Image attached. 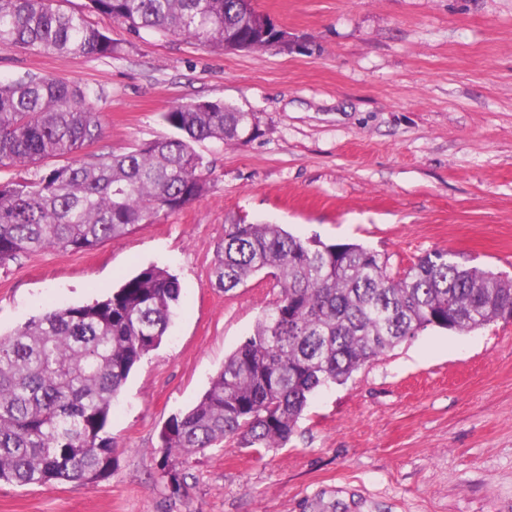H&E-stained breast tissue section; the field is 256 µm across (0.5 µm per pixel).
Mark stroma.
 Wrapping results in <instances>:
<instances>
[{"instance_id":"obj_1","label":"stroma","mask_w":512,"mask_h":512,"mask_svg":"<svg viewBox=\"0 0 512 512\" xmlns=\"http://www.w3.org/2000/svg\"><path fill=\"white\" fill-rule=\"evenodd\" d=\"M288 32L263 51L90 21L110 58L0 50V77L86 89L103 135L86 156L171 135L160 115L220 101L254 113L248 142L195 143L207 193L90 251L0 266V334L109 294L155 264L180 297L160 346L129 375L96 483H0V512H512V321L428 329L316 392L278 448L218 443L180 466L159 433L193 406L278 296L226 292L212 271L225 225L278 224L360 244L391 271L436 251L512 277V0H255Z\"/></svg>"}]
</instances>
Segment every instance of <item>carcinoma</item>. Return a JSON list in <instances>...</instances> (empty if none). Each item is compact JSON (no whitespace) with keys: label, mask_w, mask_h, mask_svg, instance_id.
<instances>
[{"label":"carcinoma","mask_w":512,"mask_h":512,"mask_svg":"<svg viewBox=\"0 0 512 512\" xmlns=\"http://www.w3.org/2000/svg\"><path fill=\"white\" fill-rule=\"evenodd\" d=\"M55 0H0V49L110 58L112 38ZM131 31L224 47L251 38L261 12L243 0H88ZM179 133L122 154L80 153L101 138L89 92L50 75L0 80V266L45 248L80 252L175 213L207 191V161L193 143L241 142L251 112L221 102L161 113ZM51 159L62 163L49 169ZM279 289L254 333L224 359L209 389L159 434L186 457L217 442L245 448L288 443L310 397L342 384L397 344L432 328L470 333L512 314V278L466 266L447 250L401 273L360 244L304 241L278 224L224 226L214 274L228 292L259 271ZM177 278L141 269L106 297L51 309L0 335V481L18 486L94 483L112 469L104 436L132 372L162 342L179 300Z\"/></svg>","instance_id":"carcinoma-1"}]
</instances>
